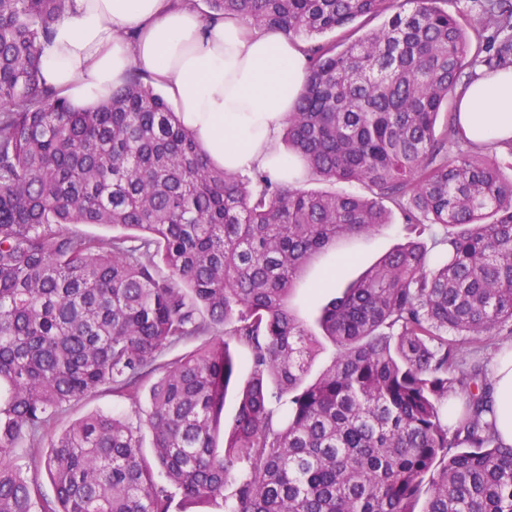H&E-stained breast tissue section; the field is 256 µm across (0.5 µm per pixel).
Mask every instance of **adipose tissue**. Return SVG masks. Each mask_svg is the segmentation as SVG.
<instances>
[{"label":"adipose tissue","instance_id":"adipose-tissue-1","mask_svg":"<svg viewBox=\"0 0 512 512\" xmlns=\"http://www.w3.org/2000/svg\"><path fill=\"white\" fill-rule=\"evenodd\" d=\"M43 75L83 107L111 95L137 70L171 99L218 167L276 169L283 118L304 86L297 39L239 16L200 14L192 0H68L41 49ZM457 129L479 144L512 140V67L459 93ZM495 430L512 445V352L493 363Z\"/></svg>","mask_w":512,"mask_h":512}]
</instances>
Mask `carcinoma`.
<instances>
[{"label": "carcinoma", "mask_w": 512, "mask_h": 512, "mask_svg": "<svg viewBox=\"0 0 512 512\" xmlns=\"http://www.w3.org/2000/svg\"><path fill=\"white\" fill-rule=\"evenodd\" d=\"M395 2L205 0L304 44L288 152L368 197L211 166L136 72L73 108L40 60L66 0H0V512H172L177 496L179 512H512V446L488 420L489 378L466 367L470 345L512 324V178L479 147L448 153L456 113L436 130L465 68L512 62V0H483L471 30L440 0H404L372 25ZM338 29L344 41L321 39ZM387 202L421 233L455 231L442 259L408 241L323 307L336 353L308 382L320 342L290 295L317 254L390 223ZM231 340L250 376L220 444ZM147 380L137 423L93 413L41 447L63 406L99 392L136 405ZM457 393L466 410L451 422ZM284 397L282 418L271 404Z\"/></svg>", "instance_id": "obj_1"}]
</instances>
